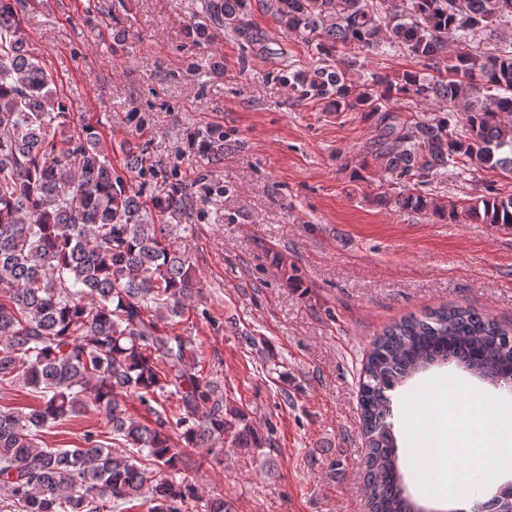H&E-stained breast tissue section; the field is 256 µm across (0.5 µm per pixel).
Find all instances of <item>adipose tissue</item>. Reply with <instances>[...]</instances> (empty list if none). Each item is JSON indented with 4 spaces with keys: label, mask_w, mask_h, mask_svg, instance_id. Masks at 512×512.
I'll use <instances>...</instances> for the list:
<instances>
[{
    "label": "adipose tissue",
    "mask_w": 512,
    "mask_h": 512,
    "mask_svg": "<svg viewBox=\"0 0 512 512\" xmlns=\"http://www.w3.org/2000/svg\"><path fill=\"white\" fill-rule=\"evenodd\" d=\"M467 387L448 385L440 395L421 397L407 433L416 461L429 467L427 485L439 496L465 499L473 470H501L512 452L499 428L496 409L467 397Z\"/></svg>",
    "instance_id": "adipose-tissue-1"
}]
</instances>
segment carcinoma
I'll use <instances>...</instances> for the list:
<instances>
[{
	"instance_id": "1",
	"label": "carcinoma",
	"mask_w": 512,
	"mask_h": 512,
	"mask_svg": "<svg viewBox=\"0 0 512 512\" xmlns=\"http://www.w3.org/2000/svg\"><path fill=\"white\" fill-rule=\"evenodd\" d=\"M245 0H203L212 23L246 36ZM274 22L310 46L311 61L284 84L338 112H360L377 134L366 147L380 203L450 221L512 228V193L489 186L464 210L423 191L470 167L512 176V52L486 57L476 35L512 39V0H267ZM403 53L425 72H363L371 56ZM52 77L21 35L12 3L0 2V385L36 394L28 410L0 409V512H233L183 477L185 448L227 442L243 453L267 444L190 361L192 340L169 329L200 281L171 248V224L189 200L177 187L150 202L112 172L89 124L67 132ZM414 97L435 113L407 117ZM464 116L461 132L448 115ZM453 363L512 386V326L467 307L410 316L372 344L360 389L369 512H427L399 466L393 392L416 374ZM136 400L150 419L127 413ZM90 410L106 430L76 448H44L43 436ZM125 449L118 453L114 448ZM509 487L472 512H512Z\"/></svg>"
}]
</instances>
